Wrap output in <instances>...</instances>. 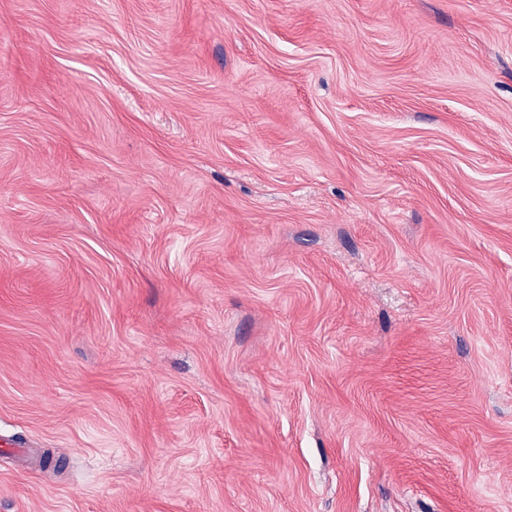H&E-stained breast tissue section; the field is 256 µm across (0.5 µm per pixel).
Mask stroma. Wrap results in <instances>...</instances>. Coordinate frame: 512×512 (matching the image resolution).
I'll list each match as a JSON object with an SVG mask.
<instances>
[{
  "mask_svg": "<svg viewBox=\"0 0 512 512\" xmlns=\"http://www.w3.org/2000/svg\"><path fill=\"white\" fill-rule=\"evenodd\" d=\"M0 512H512V0H0Z\"/></svg>",
  "mask_w": 512,
  "mask_h": 512,
  "instance_id": "1",
  "label": "stroma"
}]
</instances>
